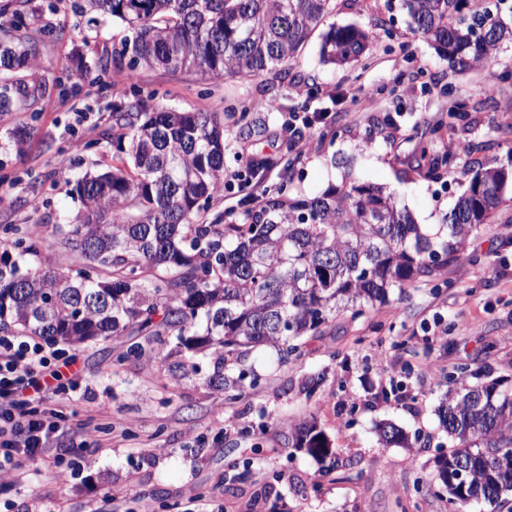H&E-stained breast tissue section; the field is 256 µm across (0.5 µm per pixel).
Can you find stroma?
<instances>
[{
    "mask_svg": "<svg viewBox=\"0 0 512 512\" xmlns=\"http://www.w3.org/2000/svg\"><path fill=\"white\" fill-rule=\"evenodd\" d=\"M27 0L29 27L41 37L47 89L34 111L0 113V240L41 238L80 209L74 178L107 170L119 156L102 130L112 125L118 89L135 77L149 107L223 112L226 171L285 154L283 124L295 112L328 108L303 132L305 147L289 174L265 171L262 183L225 192L216 209L240 208L245 195L287 186L312 197L340 183L344 171L384 187L412 216L442 223L466 189L471 160L498 166L512 159V45L490 64L456 72L409 25L402 0H336L324 26H354L378 34L359 61L327 65L312 38L292 67L290 85L262 78L211 80L194 72L140 68L111 71L95 83L68 71L74 49L88 63L120 49L132 33L118 19L87 26L82 0ZM65 25L67 36L42 37ZM493 94H486V86ZM334 92L329 105L325 92ZM461 103L463 118L450 107ZM261 134H241L243 106ZM25 126L23 150L11 132ZM373 130L368 149L361 137ZM431 151L454 150L460 172L430 180L409 156L418 132ZM468 259L350 320L339 317L300 340V357L280 360L275 349H251L228 372L234 395L211 386V352L187 353V375L173 377L166 347L128 354V338L64 344L84 373V391L68 408L75 448L63 456L67 477L27 482L0 477V512H449L436 460L448 451L437 406L447 375L467 365V383L505 380L512 388V202L497 210L466 245ZM107 410L114 431H96ZM394 422L416 443L382 447L377 425ZM316 422L341 458V472L321 468L291 435Z\"/></svg>",
    "mask_w": 512,
    "mask_h": 512,
    "instance_id": "1",
    "label": "stroma"
}]
</instances>
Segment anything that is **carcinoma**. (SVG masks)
I'll list each match as a JSON object with an SVG mask.
<instances>
[{
    "label": "carcinoma",
    "mask_w": 512,
    "mask_h": 512,
    "mask_svg": "<svg viewBox=\"0 0 512 512\" xmlns=\"http://www.w3.org/2000/svg\"><path fill=\"white\" fill-rule=\"evenodd\" d=\"M0 3V112H30L46 92L34 78L38 41L21 30L19 3ZM413 32L454 71L482 67L512 42V22L487 10L463 13V0H403ZM336 9V0H83L87 24L100 16L126 23L132 40L96 62L110 68H159L284 79L300 51ZM374 33L330 28L322 62L358 60ZM112 145L125 156L110 171L75 180L82 210L29 244L0 241V333L60 341L138 336L127 353L175 339L177 351L210 349V381L229 390L226 362L258 345L284 359L296 340L329 319L364 316L391 290L408 288L466 259L468 239L491 223L512 168L477 164L441 224H417L397 199L367 182L343 179L311 198L282 185L247 199L241 211L212 202L228 185L224 113L151 109L136 87L112 108ZM420 134L415 162L428 177H453L452 153L431 155ZM64 252L70 263L32 272L25 257ZM452 446L437 459L451 512L512 499V391L497 383L450 389L439 407ZM384 447H411L401 427L377 429ZM294 447L339 467L314 424L295 428Z\"/></svg>",
    "instance_id": "carcinoma-1"
}]
</instances>
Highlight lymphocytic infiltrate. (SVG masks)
<instances>
[{
    "label": "lymphocytic infiltrate",
    "mask_w": 512,
    "mask_h": 512,
    "mask_svg": "<svg viewBox=\"0 0 512 512\" xmlns=\"http://www.w3.org/2000/svg\"><path fill=\"white\" fill-rule=\"evenodd\" d=\"M76 357H58L30 336H0V473L23 483L30 466L54 479L59 441L68 434V417L44 413L46 400L73 396L82 389Z\"/></svg>",
    "instance_id": "obj_1"
}]
</instances>
